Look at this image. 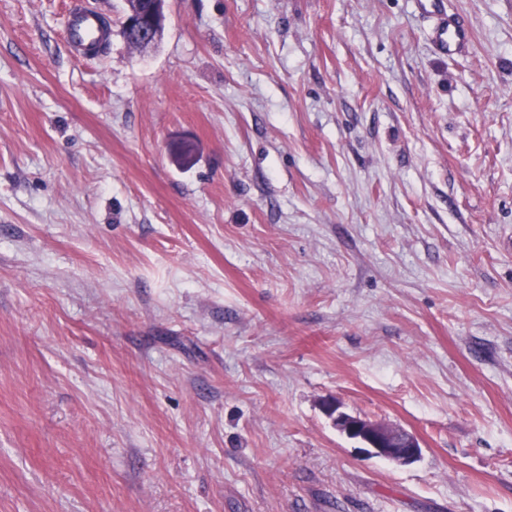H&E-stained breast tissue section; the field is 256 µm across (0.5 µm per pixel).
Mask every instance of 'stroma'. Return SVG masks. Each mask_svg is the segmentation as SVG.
<instances>
[{
    "mask_svg": "<svg viewBox=\"0 0 512 512\" xmlns=\"http://www.w3.org/2000/svg\"><path fill=\"white\" fill-rule=\"evenodd\" d=\"M445 4L0 0V512H512V0ZM150 1L147 7L140 11L128 9L121 22L120 33L124 40L130 36L139 39L142 50L153 47L162 35L166 14V0ZM426 14L437 18L433 30V39L437 49L442 53L462 51L469 42L468 25L457 18L448 16L443 0H420ZM88 16L80 17L73 30L69 28L68 40L72 44L81 43H96L99 40V28L96 20L90 16V11L85 10ZM324 409L341 433L360 440L371 455L405 465L416 461L421 454L417 437L404 429L343 412L334 400H326Z\"/></svg>",
    "mask_w": 512,
    "mask_h": 512,
    "instance_id": "35a3bbf8",
    "label": "stroma"
}]
</instances>
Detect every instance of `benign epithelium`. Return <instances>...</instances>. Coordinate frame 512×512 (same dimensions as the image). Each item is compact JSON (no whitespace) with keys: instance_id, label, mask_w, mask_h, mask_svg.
<instances>
[{"instance_id":"1","label":"benign epithelium","mask_w":512,"mask_h":512,"mask_svg":"<svg viewBox=\"0 0 512 512\" xmlns=\"http://www.w3.org/2000/svg\"><path fill=\"white\" fill-rule=\"evenodd\" d=\"M165 2L150 0L143 10L125 11L120 28L121 36L125 39L130 36L138 38L144 50L153 47L164 30ZM324 409L341 433L361 441L371 455L405 465L416 461L421 454L417 437L404 429L343 412L333 400L325 401Z\"/></svg>"}]
</instances>
